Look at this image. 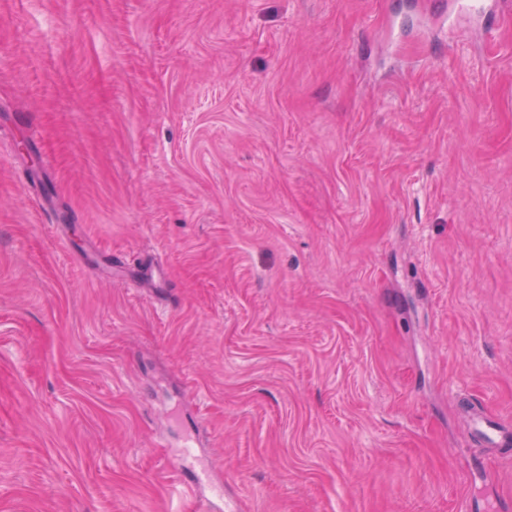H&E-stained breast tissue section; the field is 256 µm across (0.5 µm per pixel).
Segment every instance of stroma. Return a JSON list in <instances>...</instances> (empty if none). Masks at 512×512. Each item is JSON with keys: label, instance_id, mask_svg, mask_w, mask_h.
Returning a JSON list of instances; mask_svg holds the SVG:
<instances>
[{"label": "stroma", "instance_id": "1", "mask_svg": "<svg viewBox=\"0 0 512 512\" xmlns=\"http://www.w3.org/2000/svg\"><path fill=\"white\" fill-rule=\"evenodd\" d=\"M455 7L0 0V512L512 498V0ZM467 437L482 448H508L512 445L511 429L504 430L496 419L480 410L470 415Z\"/></svg>", "mask_w": 512, "mask_h": 512}]
</instances>
